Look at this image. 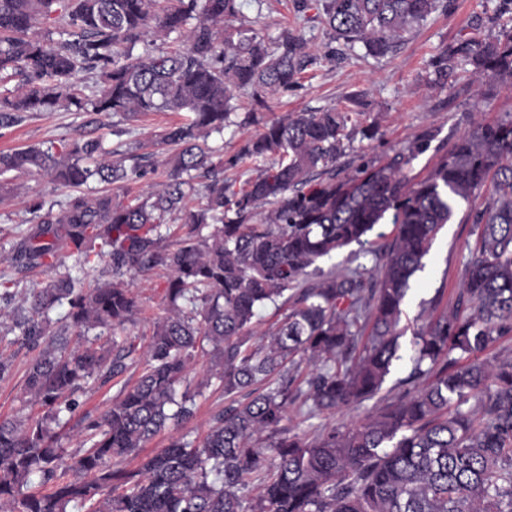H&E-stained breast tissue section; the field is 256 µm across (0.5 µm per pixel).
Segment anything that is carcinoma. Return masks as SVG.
Returning <instances> with one entry per match:
<instances>
[{"instance_id":"1","label":"carcinoma","mask_w":512,"mask_h":512,"mask_svg":"<svg viewBox=\"0 0 512 512\" xmlns=\"http://www.w3.org/2000/svg\"><path fill=\"white\" fill-rule=\"evenodd\" d=\"M241 0H0V128L27 112L120 115L188 112L136 153H106L97 139H62L46 149L0 153V175H50L61 186L117 184L155 167L176 148L164 183L132 200L69 197L56 213L34 199L32 225L16 243L15 268L53 272L14 310L13 328L38 351L25 379L40 418L0 419V512H512V360L483 354L512 334V114L480 119L423 178L412 162L425 132L383 161L336 171L359 95L347 105L263 122L240 152L224 157L208 138L223 134L236 93L254 105L297 83L318 57L302 36L270 38L242 24ZM317 9L333 37L384 56L448 0H295ZM52 23L43 36L31 30ZM183 38L154 54L149 35ZM144 43V55L134 54ZM466 63L479 80L512 84V28L466 34L433 62L436 85ZM95 73L86 94L74 83ZM273 162L240 186L224 170L243 159ZM475 212V247L451 310L414 333L409 375L384 384L401 359L402 305L410 280L460 201L486 184ZM196 206L188 207L192 197ZM182 223L172 227L173 215ZM389 219L382 249L369 235ZM166 233H161V228ZM208 233H203V230ZM169 244H164V241ZM375 259L324 272L317 262L351 244ZM88 273L106 262L112 280L84 289L65 259ZM161 267L171 309L153 324L135 384L99 416L82 419L81 450L58 446L61 414L88 380H108L135 361L132 343L114 357L90 338L116 332L138 310L123 276ZM318 280L307 283L309 276ZM67 306L50 330L49 313ZM288 307L251 342L268 306ZM83 342L68 349L65 333ZM211 356L210 379L225 406L202 441L181 437L135 468L148 442L194 416L189 365ZM475 399L478 406L470 405ZM376 401L375 412L309 436L288 426L293 407L310 419Z\"/></svg>"}]
</instances>
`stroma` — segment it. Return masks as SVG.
<instances>
[{"label":"stroma","mask_w":512,"mask_h":512,"mask_svg":"<svg viewBox=\"0 0 512 512\" xmlns=\"http://www.w3.org/2000/svg\"><path fill=\"white\" fill-rule=\"evenodd\" d=\"M241 21L269 35L284 27L296 30L311 52L321 58L320 63L302 72L297 84L269 98L266 119L334 104L341 106L350 95L364 93L363 113L350 132L344 156L338 161L344 171H351L361 161L393 154L428 131L433 140L412 164L413 175L425 176L453 142L471 129L475 119L493 121L512 113V88L488 82L476 87L470 67H459L445 86L429 82L432 60L460 35L491 38L502 27H511L512 0H450L447 9L436 11L416 26L405 45L383 57L368 55L359 43L347 48L320 22L316 10H308L303 16L297 14L294 0H243ZM235 105L232 126L223 136L214 135L208 140L210 146H223L228 156L239 152L246 139L259 130L251 118L253 102L249 95H240ZM185 118L182 112H152L135 121L63 109L44 112L0 129V151L71 137L100 140L108 152L128 151ZM372 124L378 125V135L364 138L362 128ZM69 194V189L57 186L47 175L26 180L24 187L14 192L0 189V271H8L18 290L41 287L49 277L48 271L41 268L14 270L9 261L15 241L29 227L27 200L38 197L46 205L58 208L65 204ZM489 194L485 188L475 201L458 203L452 220L440 230L424 258L423 269L412 278L403 304L402 323L408 331L400 339L402 353H409L414 331L425 323L424 304L435 300L440 308L452 307L464 278L469 249L474 245L473 214L483 208ZM126 281L138 299V311L126 324L123 335L143 346L149 341L154 322L168 313L165 273H138L127 276ZM12 325V317H0V332L8 334L7 341L0 342V354L13 358L10 376L0 379V418L28 412L38 417L41 408L28 407L24 395L26 370L33 353L19 342ZM211 366L210 357L201 356L189 370L190 386H205L202 395L195 398L193 419L185 428L169 427L160 432L148 443L147 452L165 447L185 433L196 441L206 434L212 416L224 406L221 389L205 383ZM138 374L139 369L134 366L108 382L92 379L84 385L76 395L78 413L60 434V445L66 452H75L79 447L82 416L99 415L121 387L133 383Z\"/></svg>","instance_id":"obj_1"}]
</instances>
